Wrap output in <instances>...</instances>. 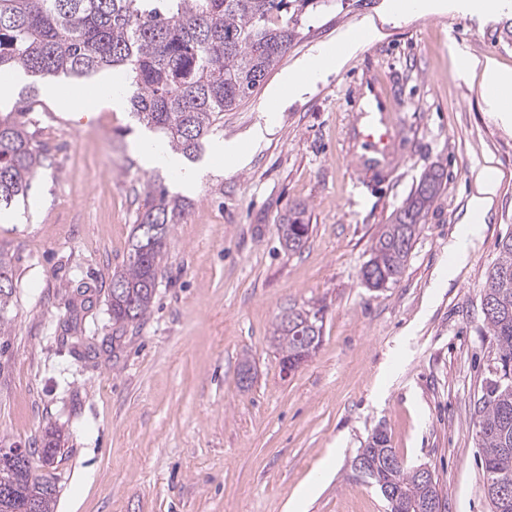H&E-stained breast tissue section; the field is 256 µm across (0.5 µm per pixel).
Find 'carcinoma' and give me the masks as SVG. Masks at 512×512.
<instances>
[{
	"label": "carcinoma",
	"mask_w": 512,
	"mask_h": 512,
	"mask_svg": "<svg viewBox=\"0 0 512 512\" xmlns=\"http://www.w3.org/2000/svg\"><path fill=\"white\" fill-rule=\"evenodd\" d=\"M312 0H0V71L31 77H87L115 72L112 90L128 94L138 119L158 134L156 148L194 159L224 112L232 111L264 83L298 36L299 16ZM20 106L0 113V210L24 195L47 160L34 144L31 113L40 105L38 89L25 87ZM442 184L437 170L384 225L363 271L369 288L397 282L418 229ZM187 207L159 183L151 184L139 208L128 257L112 274L107 302L112 323L142 319L153 302L169 225ZM298 211L279 225L284 251L305 245L309 225ZM14 293L12 259L0 251V327L9 322ZM493 307L483 322L499 357L478 402L476 426L487 480L512 488V236L499 254L483 289ZM323 309L290 306L278 317L272 342L281 361L311 356L322 342ZM61 437L48 430L21 467L0 454V512H54L57 482L38 473L34 459L49 462L61 452ZM356 457L367 460L360 474L380 491L391 512H428L440 500L437 483L407 468L384 432L374 431ZM491 512H512V491L486 487Z\"/></svg>",
	"instance_id": "carcinoma-1"
}]
</instances>
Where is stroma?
<instances>
[{"mask_svg":"<svg viewBox=\"0 0 512 512\" xmlns=\"http://www.w3.org/2000/svg\"><path fill=\"white\" fill-rule=\"evenodd\" d=\"M386 4L306 10L288 54L205 141L192 191L145 164L138 144L150 131L128 101L100 106L93 90L105 76L55 79L58 96L34 115L45 165L0 212L15 285L0 335V448L60 431L62 454L40 469L61 487L55 512H288L294 499L304 512H390L351 468L377 429L407 466L431 469L445 512H490L475 409L497 349L481 295L512 234V128L459 58L512 70V15L382 24L251 140L294 64ZM372 84L398 103L405 135L403 161L373 189L359 185L347 145ZM230 140L247 145L245 166L214 152ZM487 166L500 180L482 233L469 260L449 267L448 244ZM432 169L442 185L400 278L367 288L373 242ZM152 183L188 207L169 227L150 313L119 327L107 293ZM298 210L309 237L289 254L278 226ZM294 304L323 308V338L286 374L270 336Z\"/></svg>","mask_w":512,"mask_h":512,"instance_id":"35a3bbf8","label":"stroma"}]
</instances>
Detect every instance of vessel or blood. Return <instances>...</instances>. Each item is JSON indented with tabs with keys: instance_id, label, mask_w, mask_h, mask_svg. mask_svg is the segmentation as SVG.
I'll return each mask as SVG.
<instances>
[{
	"instance_id": "1",
	"label": "vessel or blood",
	"mask_w": 512,
	"mask_h": 512,
	"mask_svg": "<svg viewBox=\"0 0 512 512\" xmlns=\"http://www.w3.org/2000/svg\"><path fill=\"white\" fill-rule=\"evenodd\" d=\"M368 110L349 127L350 166L360 182L387 180L403 158L402 118L394 106L370 92Z\"/></svg>"
}]
</instances>
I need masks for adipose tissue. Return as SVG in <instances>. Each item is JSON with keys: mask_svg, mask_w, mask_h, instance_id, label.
Listing matches in <instances>:
<instances>
[{"mask_svg": "<svg viewBox=\"0 0 512 512\" xmlns=\"http://www.w3.org/2000/svg\"><path fill=\"white\" fill-rule=\"evenodd\" d=\"M388 9L389 17L393 20L399 19L408 12L448 11L464 15L472 13L497 15L512 13V0H391ZM374 35L372 23H363L359 31L346 32L340 36L342 51H334L332 46L326 45L298 61L284 80L289 96L301 97L310 92L317 82L338 72L345 62L362 48L364 38H371ZM464 65L472 70H480L489 110L496 112L504 124L511 125L512 106L504 104L499 94L504 90H512V71L500 69L489 61L482 63L470 58L465 59ZM497 180L498 174L495 169L484 170L480 194L470 201V227L463 236L455 238L448 247L452 264L460 266L467 261L472 242L481 232L489 196L493 193Z\"/></svg>", "mask_w": 512, "mask_h": 512, "instance_id": "obj_1", "label": "adipose tissue"}]
</instances>
